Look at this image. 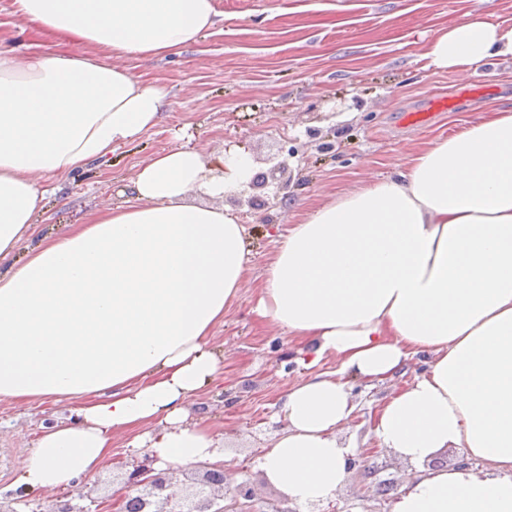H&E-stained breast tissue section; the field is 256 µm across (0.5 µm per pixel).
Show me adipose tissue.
<instances>
[{"label": "adipose tissue", "instance_id": "obj_1", "mask_svg": "<svg viewBox=\"0 0 512 512\" xmlns=\"http://www.w3.org/2000/svg\"><path fill=\"white\" fill-rule=\"evenodd\" d=\"M23 22L65 37L63 53L0 49V260L32 234L55 178L87 170L153 128L165 86L130 59L180 52L212 28L213 0H13ZM96 54H89V47ZM432 67L512 57V24L476 14L440 31ZM252 161L192 147L136 165L119 205L88 211L0 272V403L80 399L44 429L19 483L77 485L135 434L129 455L180 470L227 461L190 416L223 355L212 331L245 285L247 229L221 205ZM256 310L304 337L305 360L339 368L281 399L286 423L256 461L298 505L332 498L351 445L348 376L383 382L429 352L428 371L379 410L382 447L417 465L392 512H512V113L414 152L392 175L314 206L279 236ZM448 448L468 464L429 469Z\"/></svg>", "mask_w": 512, "mask_h": 512}]
</instances>
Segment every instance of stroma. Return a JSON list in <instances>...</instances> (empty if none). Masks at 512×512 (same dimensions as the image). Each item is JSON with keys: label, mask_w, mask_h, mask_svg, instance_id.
<instances>
[{"label": "stroma", "mask_w": 512, "mask_h": 512, "mask_svg": "<svg viewBox=\"0 0 512 512\" xmlns=\"http://www.w3.org/2000/svg\"><path fill=\"white\" fill-rule=\"evenodd\" d=\"M241 2L238 11L222 12L208 33L180 53L129 61L135 75L169 89L161 122L114 149L90 172L62 180L34 236L55 235L79 223L88 210L122 203L135 165L173 146L220 153L227 141L236 140L250 149L256 171L286 164L287 205L250 206L241 191L224 197L251 232L252 263L244 288L213 331L224 354L220 372L190 403L191 413L207 411L214 430L232 445L228 467L234 481L250 482L255 512H269L282 495L266 484L255 459L282 428L275 418L277 404L301 380L339 366L333 357L307 366L296 338L255 311L257 285L277 235L296 223L300 211L392 174L426 141L458 133L487 113L511 109V59L476 72L439 70L429 65L425 51L439 31L472 13L512 22V0ZM0 45L35 54L65 48L66 42L22 24L13 0H0ZM463 85L487 94L442 113L431 126L398 127L400 112ZM330 133L336 148L328 153L319 137ZM431 360L428 352L416 353L404 375L384 383L349 380L357 409L342 436L358 445L366 467L348 471L330 502L336 512H391L393 497L377 495V484L389 479L404 486L416 467L379 447L377 408L395 389L424 374ZM78 406L68 397L0 404V495L15 489L22 462L44 427L74 414ZM129 441V435H114L111 458L76 486V493L93 500V512H114Z\"/></svg>", "instance_id": "obj_1"}]
</instances>
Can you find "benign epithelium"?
I'll use <instances>...</instances> for the list:
<instances>
[{
	"instance_id": "7a95c632",
	"label": "benign epithelium",
	"mask_w": 512,
	"mask_h": 512,
	"mask_svg": "<svg viewBox=\"0 0 512 512\" xmlns=\"http://www.w3.org/2000/svg\"><path fill=\"white\" fill-rule=\"evenodd\" d=\"M283 174L284 167L275 164L262 175L253 176L249 187H273V198L277 199L287 188ZM154 463L155 459L146 453L125 472L124 485L129 494L123 497V505L135 502L139 512H251V484L246 480L230 484L224 466L197 465L191 482L183 486L170 472L154 468ZM8 497L6 502L0 500V512H27L32 505V494L22 487Z\"/></svg>"
}]
</instances>
